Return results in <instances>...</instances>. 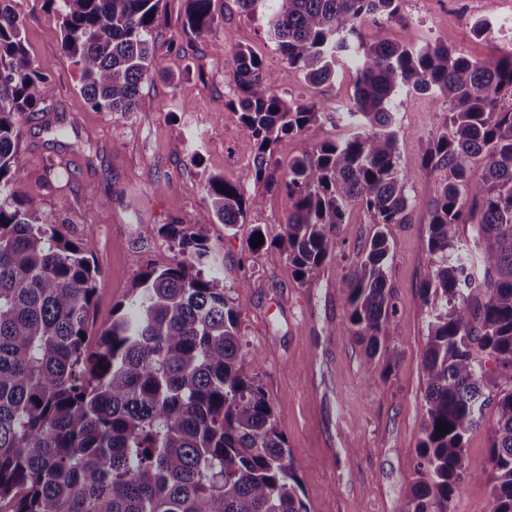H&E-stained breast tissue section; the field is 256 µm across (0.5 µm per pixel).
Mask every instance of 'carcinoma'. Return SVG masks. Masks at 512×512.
Returning <instances> with one entry per match:
<instances>
[{
	"label": "carcinoma",
	"mask_w": 512,
	"mask_h": 512,
	"mask_svg": "<svg viewBox=\"0 0 512 512\" xmlns=\"http://www.w3.org/2000/svg\"><path fill=\"white\" fill-rule=\"evenodd\" d=\"M14 2L0 0V504L9 512H310L271 402L246 369L260 354L243 348L224 279L201 273L213 263L201 232L163 225L181 258L147 266L112 320L89 330L99 281L91 239L67 237L55 214L32 212L10 191L22 169L21 117L52 96ZM160 2L44 0L94 108L139 107ZM235 2L267 10L278 50L310 83L333 82L340 63L355 64L352 132L301 141L282 170L272 166L275 144L317 121L321 104L282 97L262 60L236 45L229 106L256 144L245 180L293 199L280 246L297 279L332 258L350 206L372 213L376 231L349 275L342 329L383 374L399 359L389 345L385 227L406 223L416 207L410 179L444 173L428 210L424 464L408 505L448 512L465 476L466 442L490 413V512H512V53L475 59L439 42L364 40L367 22L403 19L402 0ZM217 27L212 0H185V35ZM404 90L448 105L415 172L397 162L390 104ZM204 191L200 225L233 228L262 204L222 176ZM463 224L479 228L472 248L461 240Z\"/></svg>",
	"instance_id": "carcinoma-1"
}]
</instances>
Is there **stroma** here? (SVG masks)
Returning <instances> with one entry per match:
<instances>
[{
  "instance_id": "35a3bbf8",
  "label": "stroma",
  "mask_w": 512,
  "mask_h": 512,
  "mask_svg": "<svg viewBox=\"0 0 512 512\" xmlns=\"http://www.w3.org/2000/svg\"><path fill=\"white\" fill-rule=\"evenodd\" d=\"M401 5L402 21L369 23L364 39L438 41L476 59L512 50V41L497 32L480 38L470 33L475 19L511 15L512 0H402ZM15 7L25 44L53 94L24 126L23 171L12 190L34 211L55 214L67 236H92L101 273L94 326L111 319L113 307L126 301L146 266L172 262L178 245L160 229L195 226L208 204L207 178L219 174L237 181L253 166L254 143L228 106L232 45L262 58L284 96L318 101L328 112L302 136H283L276 161L288 163L301 140L320 143L348 130L344 105L353 91L354 68L339 69L334 82L310 84L281 55L262 13L241 11L234 0H213L219 29L191 39L181 30L182 0H162L153 67L134 112L94 109L79 90V71L62 52L58 22L43 0H16ZM391 107L398 165L416 170L448 107L406 92L396 95ZM439 182L436 175L411 180L407 193L415 208L406 223L387 227L388 286L395 303L390 343L401 358L386 375L341 329L348 310L345 277L374 232L371 213L349 208L332 259L303 284L293 279L286 255L271 243L282 234L292 208L286 194L248 181L246 192L260 197L261 207L248 211L235 229L218 223L203 229L226 292L240 311L243 346L261 355L257 376L311 512H407V491L422 469L418 443L427 330L420 286L429 259L428 208ZM256 226L270 240L258 249L251 235ZM489 432L482 426L467 442V475L450 512H489Z\"/></svg>"
}]
</instances>
